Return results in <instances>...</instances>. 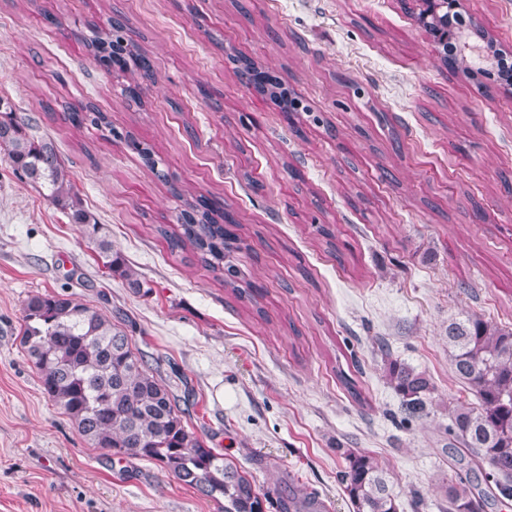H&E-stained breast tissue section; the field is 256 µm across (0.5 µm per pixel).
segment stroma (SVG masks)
<instances>
[{
	"label": "stroma",
	"mask_w": 512,
	"mask_h": 512,
	"mask_svg": "<svg viewBox=\"0 0 512 512\" xmlns=\"http://www.w3.org/2000/svg\"><path fill=\"white\" fill-rule=\"evenodd\" d=\"M422 0H0V98L50 139L73 189L143 287L105 270L82 226L0 149V512H219L155 463L91 447L44 393L21 345L23 305L66 294L121 324L187 422L262 490L298 486L355 512L339 481L358 449L399 512H443L457 447L448 324L512 328V86L454 71L417 22ZM512 53V0H459ZM62 24L45 23V13ZM121 21L154 63L132 75L83 44ZM304 109L286 118L241 82L246 62ZM59 101L105 112L71 125ZM149 144L156 166L112 130ZM229 204L247 246L237 301L193 250L170 252L185 199ZM329 228L339 253L318 234ZM434 390L409 413L388 360ZM351 378L361 391L344 387Z\"/></svg>",
	"instance_id": "stroma-1"
}]
</instances>
